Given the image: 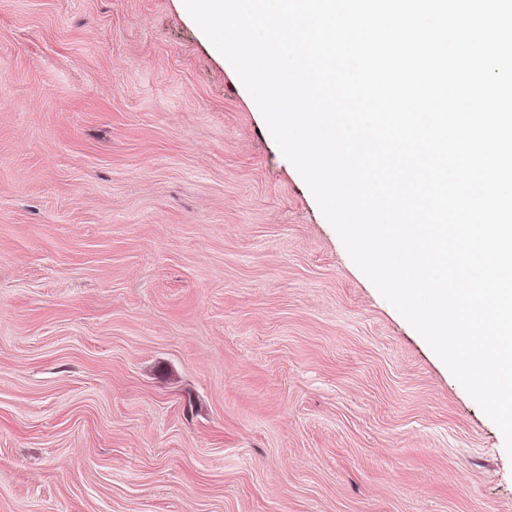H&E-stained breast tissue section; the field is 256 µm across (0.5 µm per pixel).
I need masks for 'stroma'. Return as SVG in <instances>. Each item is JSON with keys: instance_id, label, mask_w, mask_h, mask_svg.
<instances>
[{"instance_id": "obj_1", "label": "stroma", "mask_w": 512, "mask_h": 512, "mask_svg": "<svg viewBox=\"0 0 512 512\" xmlns=\"http://www.w3.org/2000/svg\"><path fill=\"white\" fill-rule=\"evenodd\" d=\"M0 512H512L180 0H0Z\"/></svg>"}]
</instances>
